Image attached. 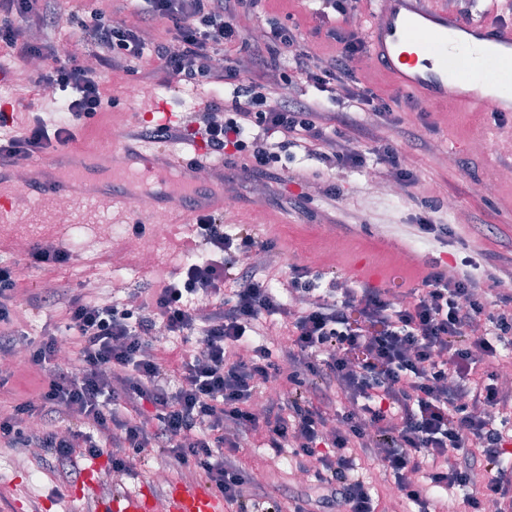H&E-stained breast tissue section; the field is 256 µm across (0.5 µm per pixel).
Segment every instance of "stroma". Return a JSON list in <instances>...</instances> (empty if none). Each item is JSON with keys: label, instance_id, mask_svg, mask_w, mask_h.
<instances>
[{"label": "stroma", "instance_id": "1", "mask_svg": "<svg viewBox=\"0 0 512 512\" xmlns=\"http://www.w3.org/2000/svg\"><path fill=\"white\" fill-rule=\"evenodd\" d=\"M309 0H266L263 13L242 18L244 36L268 20L299 24L302 44L318 53L334 54L336 45L310 31ZM359 75L375 92L382 95L403 127L409 128L429 144L419 151L404 139H397L401 153L416 167L417 185L402 191L399 197L370 196L366 172L362 169L331 168L318 155L292 148L288 151L286 171L275 176H237L224 172L225 184L234 187L236 203L225 213L227 231L244 227L260 240L276 243L283 266L304 264L307 255H318L314 265L318 288L330 283L339 286L361 284L354 269L365 263L377 269L381 288L405 293L414 287L425 263L438 261L442 266H456L476 253L512 254V181L500 180L502 170L512 169V117L494 120L491 113L466 111L449 104L411 102L408 92L398 89L392 79L372 63L362 64ZM128 76L106 74L104 85L117 103L109 111L81 122L76 145L97 148L111 140L114 132L142 121L151 112L156 99H164L177 116L179 124L195 126L200 103L208 91L186 88L168 89L164 80H156V98L129 100L124 90L131 84ZM64 93L55 98L43 96L34 78L19 73L0 82V105L14 104L13 131H21L34 116L57 122L64 105ZM35 103L36 111L26 110ZM486 141L483 149L473 147L475 139ZM336 187L339 198L326 196ZM455 199L466 215L462 224L454 223L446 209L430 214L438 224L447 225L449 235L438 243L419 234L415 223L426 214L427 199ZM263 212V223L252 221L255 212ZM77 222L60 224L44 217L37 223L22 222L0 226V262L16 264L19 274L15 287V322L25 340L38 339L46 322L63 321L64 304L35 308L26 297L43 282L53 281L72 290L80 286L94 288L98 297L111 298V281L123 279L128 296L141 289L171 279L185 260V245L195 233L194 224H172L167 238L151 266H141L136 252L128 250L131 211L111 210L102 206H82L76 211ZM101 224L114 225L111 240L90 246ZM54 242L68 247L73 263L58 270L29 267L25 261L27 245ZM122 255V264H114V255ZM6 383L0 388V405L11 406L37 392L43 371L26 362L12 363L4 373ZM97 466V488L105 493L119 489L149 487L162 495L169 482L180 479V472L167 460L156 457L137 467L135 473L114 479L110 463L101 457L81 461L68 479H61L60 468L50 456L10 447L0 442V512H87L84 497L85 474Z\"/></svg>", "mask_w": 512, "mask_h": 512}]
</instances>
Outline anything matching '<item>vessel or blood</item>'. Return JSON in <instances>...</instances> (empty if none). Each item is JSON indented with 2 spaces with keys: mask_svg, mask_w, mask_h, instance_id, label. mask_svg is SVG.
Instances as JSON below:
<instances>
[{
  "mask_svg": "<svg viewBox=\"0 0 512 512\" xmlns=\"http://www.w3.org/2000/svg\"><path fill=\"white\" fill-rule=\"evenodd\" d=\"M512 54V25L435 11L430 0H380L370 31L369 58L382 65L398 88L425 100H450L476 112L494 107L512 112V98L492 96L501 87L497 60ZM197 158H177L160 149L132 144L126 132L112 138V165L97 162V152L71 148L50 157L37 179L15 183L0 166V223H16L32 194L57 193L78 204L130 210L143 200L138 221L151 223L155 211L173 224L223 209L214 184L196 181ZM166 512H225L224 498L198 481L176 480L165 495ZM151 490L113 492L94 501L93 512H154Z\"/></svg>",
  "mask_w": 512,
  "mask_h": 512,
  "instance_id": "1",
  "label": "vessel or blood"
}]
</instances>
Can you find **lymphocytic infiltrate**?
Listing matches in <instances>:
<instances>
[{
    "label": "lymphocytic infiltrate",
    "instance_id": "f902f5d3",
    "mask_svg": "<svg viewBox=\"0 0 512 512\" xmlns=\"http://www.w3.org/2000/svg\"><path fill=\"white\" fill-rule=\"evenodd\" d=\"M261 2L123 0L107 13L87 0L63 50V0H0V52L21 64L37 59V83L70 94L65 124L34 119L0 139V157L72 143L81 118L113 104L102 81L109 67L146 81L162 74L178 85L230 86V99L207 104L201 136L214 156L234 148L243 172L278 168L270 141L278 133L325 146L331 166L357 169L374 154L386 176L416 185L392 138L390 105L356 75L367 54L354 24L361 0H314V19L340 46L334 56L306 50L292 28L273 22L247 58H225L241 38L240 17ZM159 25L167 40L149 38ZM32 26L39 38L29 36ZM281 83L322 96L271 100ZM253 252L264 263L240 268ZM500 271L471 256L459 270L430 268L399 299L370 284L316 296L308 269H283L272 243L225 231L220 213L198 216L179 277L143 289L134 307L53 283L33 293L38 306L66 300L76 359H63L48 331L28 348L27 362L45 378L0 416V440L49 451L62 466L105 455L121 474L160 453L218 490L229 512H389V497L417 512H512V386L501 381L512 358L497 349L512 335V293L493 294ZM17 277L16 266L0 264V355L15 345ZM273 316L280 339L272 348L254 337ZM159 326L173 346L156 345ZM191 340L198 354L176 349ZM269 381L283 391L266 400ZM69 417L75 426L60 428ZM248 436L273 458L289 456L316 497L259 502L253 470L238 455Z\"/></svg>",
    "mask_w": 512,
    "mask_h": 512
}]
</instances>
